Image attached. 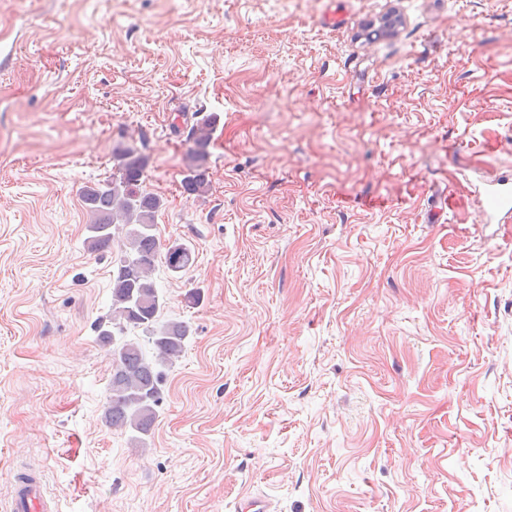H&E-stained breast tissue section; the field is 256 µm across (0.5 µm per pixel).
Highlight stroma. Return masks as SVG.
<instances>
[{
    "instance_id": "35a3bbf8",
    "label": "stroma",
    "mask_w": 512,
    "mask_h": 512,
    "mask_svg": "<svg viewBox=\"0 0 512 512\" xmlns=\"http://www.w3.org/2000/svg\"><path fill=\"white\" fill-rule=\"evenodd\" d=\"M322 8L0 0V512L29 470L60 512H512V0ZM124 147L194 253L140 442L97 331L124 233L90 251L81 198ZM210 124L189 131L188 137L192 145L186 154L189 175L184 181V189L188 194L201 195L207 190L205 162L208 157V147L211 140ZM485 197L490 213L494 214L512 209V184L500 181L488 185L485 189Z\"/></svg>"
}]
</instances>
